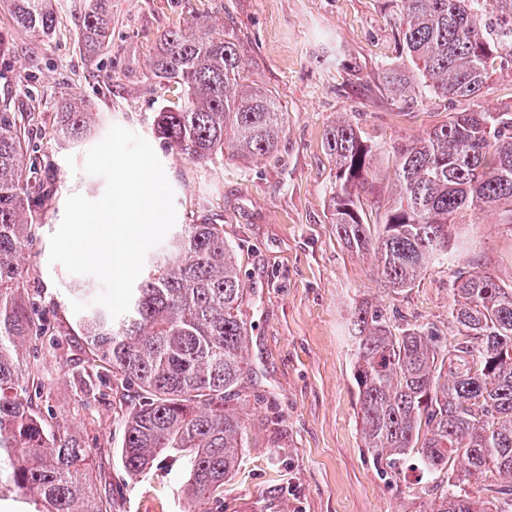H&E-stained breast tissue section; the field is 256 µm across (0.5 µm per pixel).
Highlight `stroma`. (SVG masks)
Returning a JSON list of instances; mask_svg holds the SVG:
<instances>
[{
    "label": "stroma",
    "mask_w": 512,
    "mask_h": 512,
    "mask_svg": "<svg viewBox=\"0 0 512 512\" xmlns=\"http://www.w3.org/2000/svg\"><path fill=\"white\" fill-rule=\"evenodd\" d=\"M86 3L55 0L56 28L43 38L18 27L0 0V100L41 114L45 129L33 134L30 150L54 171L29 264L40 286L36 309L58 333L39 350H19L21 365L40 367L44 416L91 449L98 492L113 496L117 512H184L185 471L174 460L137 478L119 462L124 417L137 398L123 403L110 387H79L88 352L73 332L84 308L74 288L87 278L50 263L49 251L67 197L94 201L104 193V179L84 170L87 151L115 125L150 139L154 113L173 100L150 69L162 35L208 16L237 38L246 73L284 114L269 157L197 165L152 144L174 191L177 223L223 225L246 288L247 372L228 401L243 422V448L224 484L223 512H431V484L411 469L386 475L364 446L352 379L354 311L366 303L392 324L423 325L453 341L456 262L512 286V212L458 214L450 226L454 262L429 265L402 293L378 276L373 255L337 238L327 126L349 115L372 147L360 206L378 234L394 199L398 150L463 108L426 94L402 104L380 90L383 70L399 61L393 0H112L109 48L96 62L81 43ZM73 98L91 103L98 128L67 145L50 129L61 102Z\"/></svg>",
    "instance_id": "obj_1"
}]
</instances>
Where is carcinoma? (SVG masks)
I'll return each instance as SVG.
<instances>
[{
  "label": "carcinoma",
  "mask_w": 512,
  "mask_h": 512,
  "mask_svg": "<svg viewBox=\"0 0 512 512\" xmlns=\"http://www.w3.org/2000/svg\"><path fill=\"white\" fill-rule=\"evenodd\" d=\"M17 25L38 36L55 29L52 0H8ZM403 63L385 70L384 90L403 102L425 91L460 98L453 112L399 152L396 200L374 238L359 194L370 147L350 119L326 131L336 165L332 223L348 248L374 255L396 292L448 258L453 216L512 207V105L490 109L494 61L512 62V0H395ZM109 0H89L81 19L88 56L104 55ZM151 60L157 83L177 85L180 103L155 113L152 133L165 151L195 164L226 154L269 157L284 114L250 80L224 26L202 17L163 34ZM96 128L91 104L62 102L55 135L79 143ZM30 121L0 106V495L14 492L27 512H113L95 494L89 449L48 424L24 384L18 349L53 329L35 309L26 252L43 226L51 191L28 157ZM245 284L224 225H181L166 257L145 265L128 312L114 318L91 304L79 331L91 355L109 360L122 389L141 402L124 423L120 460L138 477L165 459L181 461L192 512L221 503L240 462L242 422L226 406L247 370L240 315ZM448 315L457 340L430 329L396 328L376 309H358L353 380L367 448L399 475L410 458L440 494L432 512H512V286L487 272L457 270ZM493 475L494 501L470 488Z\"/></svg>",
  "instance_id": "cac0c4a2"
}]
</instances>
